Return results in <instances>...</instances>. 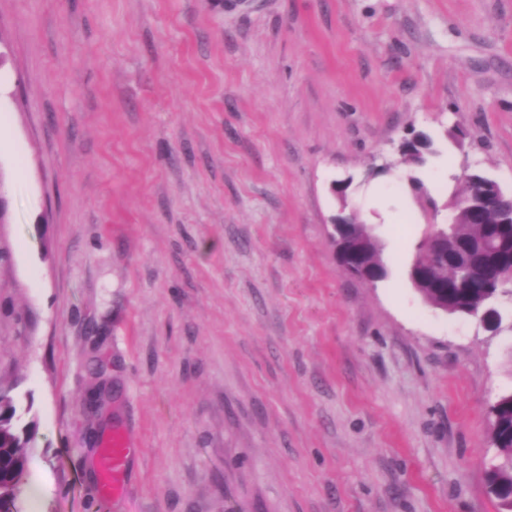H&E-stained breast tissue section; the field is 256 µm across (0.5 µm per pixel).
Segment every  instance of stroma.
<instances>
[{
  "label": "stroma",
  "instance_id": "stroma-1",
  "mask_svg": "<svg viewBox=\"0 0 512 512\" xmlns=\"http://www.w3.org/2000/svg\"><path fill=\"white\" fill-rule=\"evenodd\" d=\"M467 169L512 191V0H0V389L42 512H498L512 305L495 334L409 278ZM331 226L333 229L332 239H334L335 245H336V255L338 258L339 263L341 266H343L345 269H347L349 272H351L356 277L371 282L369 278H367L365 275L361 274L358 271H350L345 264L346 260L353 258L355 255V245L347 238H345L341 233V224H351L348 223L343 216H334L332 218ZM335 231V235H334ZM493 441L497 456L487 471L490 494L499 501L502 512H512V396L504 395L493 407ZM137 448L125 430L117 429L106 439L97 453V473L100 489L112 498L128 496L131 485L128 481V465Z\"/></svg>",
  "mask_w": 512,
  "mask_h": 512
}]
</instances>
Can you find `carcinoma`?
I'll return each instance as SVG.
<instances>
[{"mask_svg": "<svg viewBox=\"0 0 512 512\" xmlns=\"http://www.w3.org/2000/svg\"><path fill=\"white\" fill-rule=\"evenodd\" d=\"M509 209H486L479 219L463 215L450 230L448 247L459 244L472 247L456 265H440L417 256L415 274L428 282L416 285L426 302L437 305L448 299L452 313L478 316L489 306H500L512 299V277L492 275L512 267V223L506 224ZM364 261L370 266L384 262L378 240H366ZM493 441L497 456L487 471L490 494L499 501L501 512H512V396L504 395L492 408ZM18 401L0 390V512H18L16 502L27 467L26 448L36 429L35 419L19 427Z\"/></svg>", "mask_w": 512, "mask_h": 512, "instance_id": "carcinoma-1", "label": "carcinoma"}]
</instances>
